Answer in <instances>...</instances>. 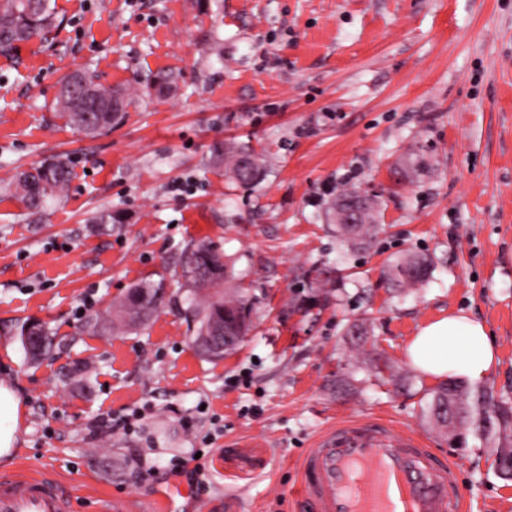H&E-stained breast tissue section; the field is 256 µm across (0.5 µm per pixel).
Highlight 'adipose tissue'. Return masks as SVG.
Returning <instances> with one entry per match:
<instances>
[{"mask_svg":"<svg viewBox=\"0 0 512 512\" xmlns=\"http://www.w3.org/2000/svg\"><path fill=\"white\" fill-rule=\"evenodd\" d=\"M413 366L426 378L463 375L473 381L490 376L497 366L498 347L485 325L469 315L451 314L424 325L407 349ZM18 392L0 381V461L9 462L22 421Z\"/></svg>","mask_w":512,"mask_h":512,"instance_id":"adipose-tissue-1","label":"adipose tissue"}]
</instances>
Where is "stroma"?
Wrapping results in <instances>:
<instances>
[{"label":"stroma","instance_id":"1","mask_svg":"<svg viewBox=\"0 0 512 512\" xmlns=\"http://www.w3.org/2000/svg\"><path fill=\"white\" fill-rule=\"evenodd\" d=\"M56 2L49 42L0 54V380L23 401L0 479L54 478L71 512H154L157 486H192L172 467L197 451L205 486L177 512H298L312 440L379 418L456 462L471 512H512L484 441L454 448L429 425L438 383L406 353L428 322L470 315L498 344L482 385L512 399V0ZM78 69L134 95L94 138L55 107ZM227 140L253 151L254 184L212 167ZM60 155L73 176L41 210L7 192ZM349 190L376 197L381 226L354 253L327 210ZM104 210L118 223H95ZM200 240L252 302L235 352L202 357L171 306L119 336L91 328L143 279L176 294L179 253ZM407 253L432 257L431 278L389 288L386 264ZM29 319L54 340L36 361L18 335ZM137 409L131 431L91 434Z\"/></svg>","mask_w":512,"mask_h":512}]
</instances>
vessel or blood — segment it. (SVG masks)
<instances>
[{
    "label": "vessel or blood",
    "instance_id": "vessel-or-blood-1",
    "mask_svg": "<svg viewBox=\"0 0 512 512\" xmlns=\"http://www.w3.org/2000/svg\"><path fill=\"white\" fill-rule=\"evenodd\" d=\"M303 512H464L456 466L438 460L412 433L341 420L299 462ZM47 478L0 481V512H69Z\"/></svg>",
    "mask_w": 512,
    "mask_h": 512
}]
</instances>
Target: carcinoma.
Wrapping results in <instances>:
<instances>
[{
  "instance_id": "obj_1",
  "label": "carcinoma",
  "mask_w": 512,
  "mask_h": 512,
  "mask_svg": "<svg viewBox=\"0 0 512 512\" xmlns=\"http://www.w3.org/2000/svg\"><path fill=\"white\" fill-rule=\"evenodd\" d=\"M56 14L51 0H0V51H8L20 42L35 37H45L55 25ZM85 82L101 109L92 114V126L83 124L84 113L77 106L58 102L60 113L68 123L89 136H97L112 127V122L126 111L131 97L124 89L107 87L98 77L87 71L77 72ZM248 156L252 169V179H257L260 170L255 156L247 149L231 144L218 145L214 160L217 164L228 163L230 177L241 185L249 184L238 171L236 159ZM36 174L25 170L18 175L15 190L30 208L42 203L64 189L72 177V170L62 159L33 166ZM355 206L359 210L358 223H336L337 231L344 241L355 247L367 244L376 231L372 224L373 201L356 191H344L336 196L333 204L335 216L340 211ZM192 255L196 264L208 274L205 284L200 286L183 280L185 277V257ZM176 273L184 289L182 300L186 304V318L194 325V335L201 334L203 326L212 321L234 328L236 335L224 342V348L211 356L213 360L224 358L232 352L248 335L251 321L244 316L249 299L241 291L224 294V282L229 277L224 254L214 245L199 241L186 245L179 256ZM432 261L423 254H406L394 261L386 271L390 283L402 288L426 281L433 272ZM164 288V282L143 280L135 285L117 303L108 306L105 314L96 318L93 328L121 333L128 328L146 324L159 310L157 294ZM20 336H42L44 346L51 344L50 333L42 323L29 321L21 325ZM428 415L434 426L448 434L453 447L462 448L467 438L473 434L485 441L494 456L498 473L512 479V404L495 400L492 393L484 389H473L461 380L446 382L435 393L428 407Z\"/></svg>"
}]
</instances>
